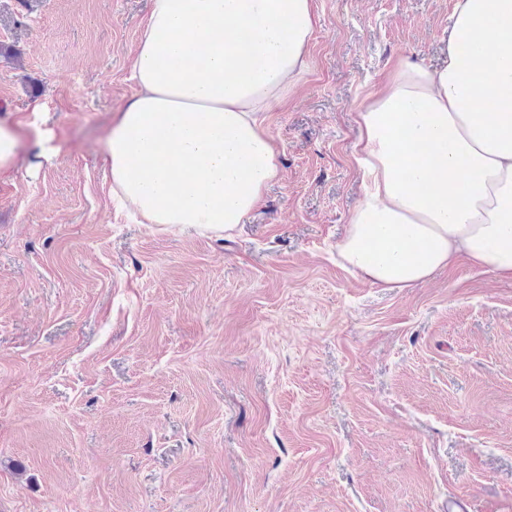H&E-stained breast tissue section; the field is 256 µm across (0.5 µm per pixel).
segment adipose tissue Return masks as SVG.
<instances>
[{"instance_id": "ef3b65f1", "label": "adipose tissue", "mask_w": 512, "mask_h": 512, "mask_svg": "<svg viewBox=\"0 0 512 512\" xmlns=\"http://www.w3.org/2000/svg\"><path fill=\"white\" fill-rule=\"evenodd\" d=\"M313 0H152L107 135L114 201L231 233L279 175L261 118L306 66ZM364 195L339 255L403 289L458 257L512 279V0H456L448 62L399 59L357 114Z\"/></svg>"}]
</instances>
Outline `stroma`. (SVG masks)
<instances>
[{"mask_svg":"<svg viewBox=\"0 0 512 512\" xmlns=\"http://www.w3.org/2000/svg\"><path fill=\"white\" fill-rule=\"evenodd\" d=\"M313 2L280 174L227 237L110 199L151 0H0V512H512V280L389 290L337 252L358 108L447 62L454 0ZM20 147L17 127L0 122V174L7 172L15 163Z\"/></svg>","mask_w":512,"mask_h":512,"instance_id":"1","label":"stroma"}]
</instances>
